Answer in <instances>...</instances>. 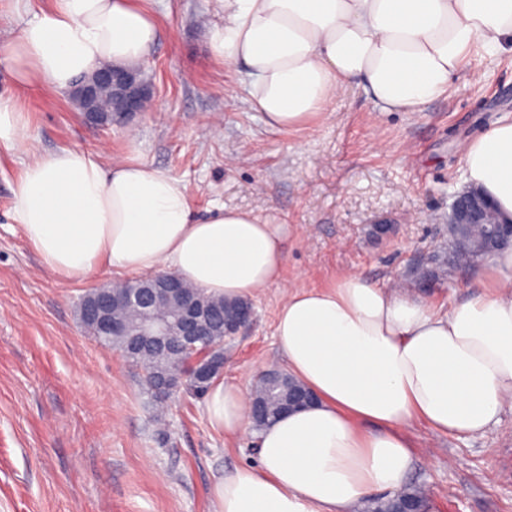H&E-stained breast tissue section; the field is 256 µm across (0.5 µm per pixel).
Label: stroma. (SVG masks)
I'll use <instances>...</instances> for the list:
<instances>
[{
    "instance_id": "35a3bbf8",
    "label": "stroma",
    "mask_w": 512,
    "mask_h": 512,
    "mask_svg": "<svg viewBox=\"0 0 512 512\" xmlns=\"http://www.w3.org/2000/svg\"><path fill=\"white\" fill-rule=\"evenodd\" d=\"M161 36L143 61L158 94L130 130L87 127L71 96L20 89L0 63V91L28 118L27 146L0 148V512H213L225 470L255 463L254 430L229 439L204 401L172 400L169 433L151 421L137 370L101 348L78 316L80 298L112 281L45 271L8 218L29 147H79L103 162L137 157L168 169L192 210L245 208L288 227L283 281L251 298L254 316L224 349V380L251 394L261 371L283 368L275 320L289 290L348 272L379 285L415 280L448 249V206L464 187L462 149L512 122V55L463 68L421 112H380L360 89L329 117L268 127L252 109L243 66L213 60L205 25L213 0H143ZM479 78H472V71ZM484 262L439 277L414 296L440 311L469 295ZM410 479L429 512H512V411L480 439L415 423Z\"/></svg>"
}]
</instances>
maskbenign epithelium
<instances>
[{
    "label": "benign epithelium",
    "mask_w": 512,
    "mask_h": 512,
    "mask_svg": "<svg viewBox=\"0 0 512 512\" xmlns=\"http://www.w3.org/2000/svg\"><path fill=\"white\" fill-rule=\"evenodd\" d=\"M110 93L115 110L104 112L98 106L101 91ZM82 112V121L91 128L122 125L144 111L154 95V87L142 69L112 67L99 72L92 79L81 80L74 91ZM469 224L492 226L490 238L483 246L484 255L512 246V218L498 214L487 198L476 189H469L452 201L448 211V236L453 237ZM128 304H157L173 301L177 304L175 324L161 320H144L127 328L112 316V309L120 302ZM87 317L102 336L129 337L121 354L128 359L143 352L162 353L171 348L185 352L196 348L203 337L210 335L211 319L206 308L188 294L183 283L174 275L162 274L151 278V288L145 292L121 295L111 284L97 286L86 298ZM218 365L208 355L199 354L189 359V371L202 378L210 376ZM186 383V374L172 373L158 376L156 391L163 398L177 393Z\"/></svg>",
    "instance_id": "7a95c632"
}]
</instances>
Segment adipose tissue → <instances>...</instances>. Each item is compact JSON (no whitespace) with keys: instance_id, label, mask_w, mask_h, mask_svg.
I'll list each match as a JSON object with an SVG mask.
<instances>
[{"instance_id":"ef3b65f1","label":"adipose tissue","mask_w":512,"mask_h":512,"mask_svg":"<svg viewBox=\"0 0 512 512\" xmlns=\"http://www.w3.org/2000/svg\"><path fill=\"white\" fill-rule=\"evenodd\" d=\"M213 59L247 70L249 100L273 128L325 113L360 86L384 112H420L480 53H512V0H214ZM159 26L139 0H50L0 44L17 85L56 91L103 65L141 63ZM466 183L512 217V122L469 141ZM10 218L47 272L85 278L173 269L205 293L244 298L277 284L288 228L251 212L194 216L170 171L135 157L104 166L81 148L39 153L12 186ZM276 336L313 405L257 434L258 461L225 472L215 512H361L407 485L421 421L479 438L512 409V249L474 294L440 312L358 273L289 293ZM211 426L249 427L240 388L216 382Z\"/></svg>"}]
</instances>
